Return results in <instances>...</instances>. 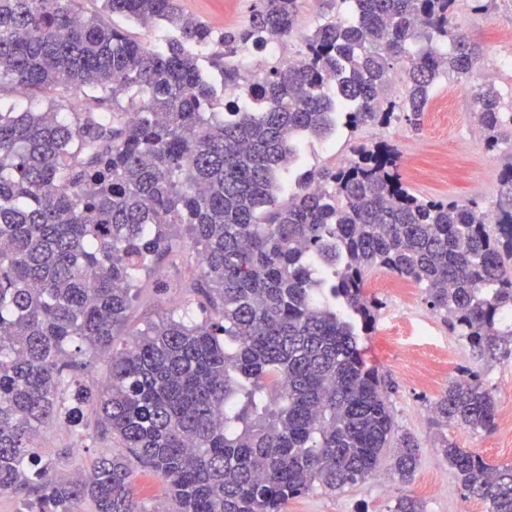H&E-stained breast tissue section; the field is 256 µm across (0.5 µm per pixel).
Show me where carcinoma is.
I'll return each instance as SVG.
<instances>
[{"instance_id": "carcinoma-1", "label": "carcinoma", "mask_w": 512, "mask_h": 512, "mask_svg": "<svg viewBox=\"0 0 512 512\" xmlns=\"http://www.w3.org/2000/svg\"><path fill=\"white\" fill-rule=\"evenodd\" d=\"M0 0V92L22 88L43 112L0 103V494L22 512H155L135 496L137 469L168 485V512H285L288 500L336 491L375 472L412 480L415 437L397 432L394 386L364 357L378 300L367 276L384 269L425 291L432 310L489 367L512 358V163L508 201L426 200L405 185L398 153L377 142L335 169L302 167L301 141L335 126L418 124L437 77L470 82L491 148L512 112L491 84L471 81L479 47L452 24L460 0H353L287 61L260 63L246 85L226 65L246 46L287 36L299 0H256L248 25L217 36L178 0ZM158 26L151 46L104 15ZM212 65L234 98L216 111ZM403 60L405 93L383 95ZM338 82L336 95L326 80ZM188 225L204 265L187 291L193 315L159 317L121 339L136 282L173 252ZM89 350L108 352L109 383L81 387ZM438 424L495 429L484 374L467 370L432 406ZM65 419L126 453L101 454L83 480L38 464L33 440ZM438 452L470 498L512 512V464L494 465L443 439ZM40 495L28 499L31 483Z\"/></svg>"}]
</instances>
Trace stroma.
<instances>
[{"mask_svg": "<svg viewBox=\"0 0 512 512\" xmlns=\"http://www.w3.org/2000/svg\"><path fill=\"white\" fill-rule=\"evenodd\" d=\"M189 14L221 33L248 24L255 0H179ZM348 0H319L311 5L300 0L292 32L278 43L275 54L248 48L254 63L276 58L289 60L304 48V39L317 26L336 17H349ZM454 25L482 48L486 63L512 55V0H492L488 9L474 10L465 0L457 11ZM453 95L452 116H444L427 107L420 125L406 120L381 127L367 124L357 130L342 129L326 138L311 137L303 144L304 166L308 169L335 168L348 164L351 148L359 143L384 141L401 155L402 172L408 188L425 199L475 201L484 209L494 208L501 198L500 173L512 162V136L504 137L495 148H486L479 125L472 120L473 104L467 82L440 76L431 97ZM179 253L176 260H162L159 276L170 285L161 296L154 295L153 281L143 278V291L125 328L134 334L147 321L190 303L185 282L198 272V253L192 247L186 225L176 227ZM392 275L385 270L371 271L367 291L380 309L375 329L363 336L361 345L366 359L394 384L390 409L398 431L411 433L419 443V461L414 478L401 483L391 476L390 455H383L375 475L341 490L314 489L290 499L286 512H393L398 498L410 496L421 500L424 512H487L484 503L463 496L447 460L438 451V442L448 439L458 447L476 452L495 464L512 463V426L498 418L492 433H474L456 425H436L432 405L461 370L471 366L469 346L452 332L443 317L431 310L422 288H415L410 304H403L389 288ZM395 328L402 343L417 345L432 355L440 375L436 385L427 386L414 379L405 369L401 353L383 347L379 338L387 328ZM36 450L54 472L79 474L88 472L102 453H119L120 447L108 436L95 430L76 437L71 426L57 424L44 430L36 441Z\"/></svg>", "mask_w": 512, "mask_h": 512, "instance_id": "obj_1", "label": "stroma"}]
</instances>
